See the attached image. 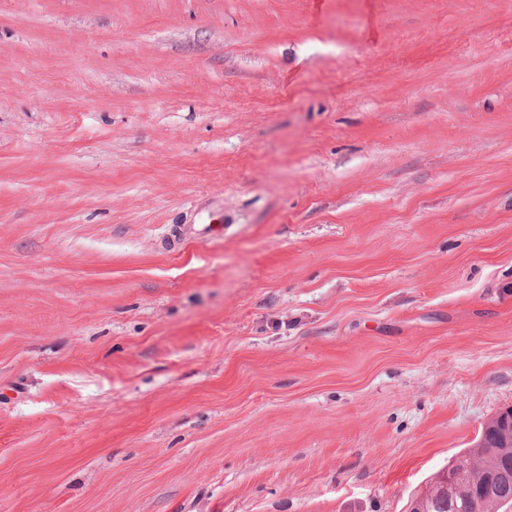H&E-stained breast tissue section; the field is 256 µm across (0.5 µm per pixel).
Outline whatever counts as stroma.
I'll return each instance as SVG.
<instances>
[{"mask_svg":"<svg viewBox=\"0 0 512 512\" xmlns=\"http://www.w3.org/2000/svg\"><path fill=\"white\" fill-rule=\"evenodd\" d=\"M512 406V0H0V512H405Z\"/></svg>","mask_w":512,"mask_h":512,"instance_id":"35a3bbf8","label":"stroma"}]
</instances>
